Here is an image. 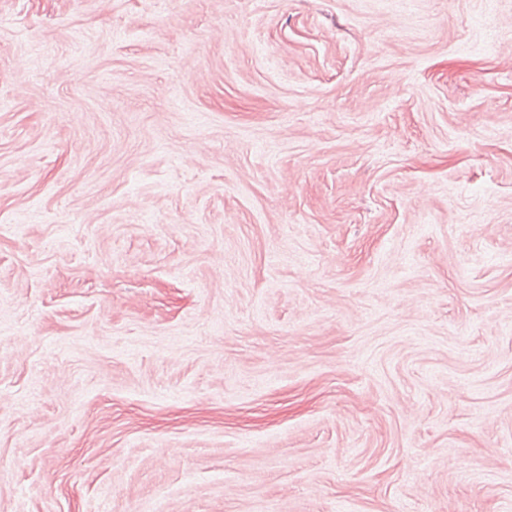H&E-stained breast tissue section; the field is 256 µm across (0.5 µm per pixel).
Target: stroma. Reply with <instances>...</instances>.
<instances>
[{
	"instance_id": "1",
	"label": "stroma",
	"mask_w": 512,
	"mask_h": 512,
	"mask_svg": "<svg viewBox=\"0 0 512 512\" xmlns=\"http://www.w3.org/2000/svg\"><path fill=\"white\" fill-rule=\"evenodd\" d=\"M0 512H512V0H0Z\"/></svg>"
}]
</instances>
